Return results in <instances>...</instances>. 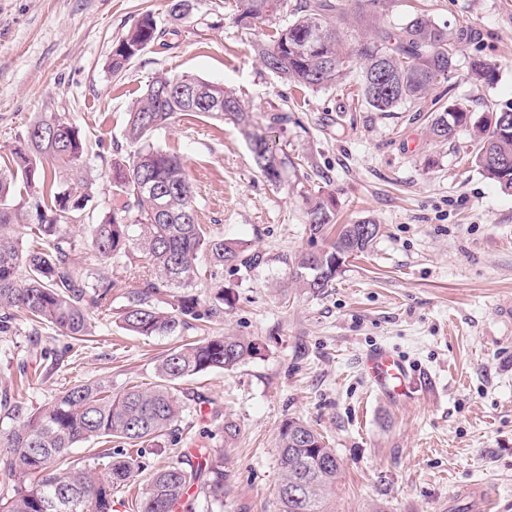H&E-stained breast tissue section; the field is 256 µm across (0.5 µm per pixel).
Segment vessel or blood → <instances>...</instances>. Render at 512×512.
Returning <instances> with one entry per match:
<instances>
[{
  "instance_id": "obj_1",
  "label": "vessel or blood",
  "mask_w": 512,
  "mask_h": 512,
  "mask_svg": "<svg viewBox=\"0 0 512 512\" xmlns=\"http://www.w3.org/2000/svg\"><path fill=\"white\" fill-rule=\"evenodd\" d=\"M360 367L370 385L388 398L406 396L411 385L418 379L417 373L405 360L383 345L364 353Z\"/></svg>"
}]
</instances>
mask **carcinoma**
Returning a JSON list of instances; mask_svg holds the SVG:
<instances>
[{"instance_id":"1","label":"carcinoma","mask_w":512,"mask_h":512,"mask_svg":"<svg viewBox=\"0 0 512 512\" xmlns=\"http://www.w3.org/2000/svg\"><path fill=\"white\" fill-rule=\"evenodd\" d=\"M357 23L363 33L357 48L348 51L336 29L338 4L333 0H301L294 18L269 44L255 51L269 71L300 86L318 90L335 85L359 66L360 88L376 112H390L405 103L425 98L439 79L456 69L458 44L464 31L450 35L426 14L411 17L397 31L376 25L380 0H355ZM284 0H238L235 20L251 21L281 10ZM153 17L146 15L113 51L108 67L113 72L156 37ZM471 73L490 83L494 69L473 61ZM204 89V97L220 100L222 109L192 105L186 92ZM179 112L206 114L247 128L249 115L232 90L189 75H156L137 105L128 113L127 134L136 150L108 163L109 197L96 222L87 225L89 244L98 260H132L136 253L148 259L153 275L134 292L122 313L123 328L138 336H176L186 318L211 320L223 313L228 301L217 287L214 302L201 303L184 291L196 287L209 268L215 279L224 265L251 269L261 262L244 245L224 241L199 222L194 190L181 160L153 142ZM461 128L474 134L472 163L501 190L512 193V108L489 116L476 113L461 100L440 107L431 134L450 141ZM253 159L272 183L281 178L288 155L279 153L264 134L246 132ZM89 143L73 123L56 115L32 123L0 164V332H6L14 312L55 328L65 336H83L89 311L112 304L114 282L93 266L76 268L68 262L67 228L82 220L88 202L74 186L89 182ZM62 167L68 180L56 181L52 169ZM27 188V197L13 202L15 184ZM310 230L318 233L331 223L328 206L316 201L309 209ZM26 221L28 239L14 227ZM369 224L373 235L364 237L359 225ZM380 225L362 218L341 225L331 247L302 256L293 271L294 281L319 295L332 287L343 260L367 251ZM168 295L171 310L155 305ZM256 344L240 336L216 335L173 349L157 369L151 389L137 386L112 393L99 381H86L33 413L18 405L3 404L12 426L0 453V479L11 490L0 494V512H113L112 491L126 487L141 462L113 442L135 447L157 443L172 433L186 400L201 396L193 391L179 399L177 382L213 369L231 370L254 355ZM103 443L95 454L96 466L70 462L53 470L82 443ZM281 470L277 512H332L330 503L342 478V464L323 437L299 420L284 421L278 431ZM224 458L199 449L197 461L186 457L176 465L156 468L149 476L137 512H178L190 490H203L211 502L224 504L228 494Z\"/></svg>"}]
</instances>
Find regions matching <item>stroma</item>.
<instances>
[{
    "mask_svg": "<svg viewBox=\"0 0 512 512\" xmlns=\"http://www.w3.org/2000/svg\"><path fill=\"white\" fill-rule=\"evenodd\" d=\"M296 2L246 29L237 0H190L179 17L169 0H0V155L36 116L66 117L92 145L86 210L96 213L109 188L103 162L134 151L127 114L157 74L232 89L261 132L287 113L280 146L291 163L277 184L231 122L180 114L155 135L183 159L201 223L263 260L220 271L230 301L211 324L212 334L253 340L257 354L187 380L205 403L160 446L143 445L144 461L210 449L229 473L223 512H275L278 430L297 419L342 461L335 512H370L383 495L390 512H512V323L501 316L512 305V194L472 165L471 130L449 142L429 133L441 102L512 108V0H385L381 27L423 10L440 27L469 31L454 74L391 112L373 111L356 80L312 90L262 66L254 44L270 42ZM146 14L159 36L111 72L113 49ZM475 59L494 67L493 82L471 79ZM312 199L328 203L336 223L381 226L318 296L290 273L331 240L310 230ZM102 269L115 283L112 308L93 313L88 340L21 317L0 334V395L32 413L89 380L149 388L173 348L201 338L193 324L176 336L125 330L130 293L151 271L140 258ZM376 344L421 375L409 399L388 400L363 377L359 356ZM228 419L239 426L232 439Z\"/></svg>",
    "mask_w": 512,
    "mask_h": 512,
    "instance_id": "obj_1",
    "label": "stroma"
}]
</instances>
